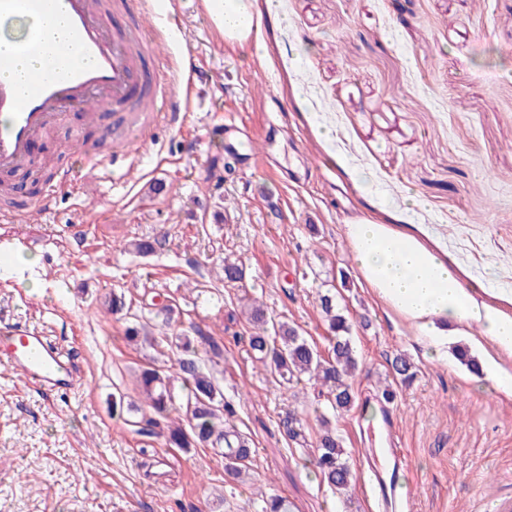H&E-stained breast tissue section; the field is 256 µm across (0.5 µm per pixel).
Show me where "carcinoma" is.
Returning a JSON list of instances; mask_svg holds the SVG:
<instances>
[{
	"instance_id": "cac0c4a2",
	"label": "carcinoma",
	"mask_w": 512,
	"mask_h": 512,
	"mask_svg": "<svg viewBox=\"0 0 512 512\" xmlns=\"http://www.w3.org/2000/svg\"><path fill=\"white\" fill-rule=\"evenodd\" d=\"M223 274L224 285L235 288L245 280V267L240 259L226 257ZM319 301L330 333L324 352L287 322L267 317L263 304L255 298L244 307V314L254 328L248 337L250 350L269 375L289 382L305 377L317 387L322 411L318 417L320 430L313 441L314 467L321 481L344 494L352 487L353 472L335 422L336 415L353 404L350 379L358 369L359 360L344 309L328 293L319 295ZM172 313L170 306L156 305V309L149 311V318L127 328V339L164 347L176 356V378L180 379L183 395H175L173 378L161 367L154 366L141 370L137 377L144 404L153 415L142 413L141 407L126 400L123 394L112 399V411L125 418L135 434L147 438L155 435L159 419L177 413L178 418L168 428V443L185 449L208 445L221 447L225 468L238 476L248 469L250 442L232 424L237 410L224 397L210 368V364L223 360V345L206 337L208 350L206 356H200L188 332L171 326ZM391 367L400 383L406 385L413 380L414 365L407 357L395 356ZM283 428L289 441L296 444L306 441L303 420L297 414L288 412ZM258 512H292V505L274 494L261 500Z\"/></svg>"
}]
</instances>
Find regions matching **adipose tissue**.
<instances>
[{"mask_svg":"<svg viewBox=\"0 0 512 512\" xmlns=\"http://www.w3.org/2000/svg\"><path fill=\"white\" fill-rule=\"evenodd\" d=\"M207 9L225 40L242 42L251 34L249 0H207ZM34 33L51 39L63 31L60 23L43 17L0 20V51L16 49ZM345 235L367 287L416 328L421 344L444 359L449 325L464 333L481 326L483 333L474 342L486 353L496 386L512 392V370L499 361L503 355L512 358V316L482 300L479 288L463 287L455 272L416 239L365 219L346 224Z\"/></svg>","mask_w":512,"mask_h":512,"instance_id":"ef3b65f1","label":"adipose tissue"}]
</instances>
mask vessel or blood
<instances>
[{"mask_svg":"<svg viewBox=\"0 0 512 512\" xmlns=\"http://www.w3.org/2000/svg\"><path fill=\"white\" fill-rule=\"evenodd\" d=\"M155 7L153 0H141L129 27L111 29L97 0H0V17L44 15L62 18L71 32L84 62L58 68L52 75H35L27 93H20L11 77L20 55L39 56L45 51L41 38L31 37L19 51L0 52V172L27 169L33 158V145L46 132L62 122L67 111L80 110L85 124L98 126V105L109 104L118 112L130 111L141 102L144 113L153 115L172 129L181 128L183 115L173 94L176 86L194 93L201 78L195 65L178 64L175 77H151L143 61L145 44L141 19ZM224 149L247 168L255 155L247 151L252 142L247 130L228 125ZM0 363L10 367L27 384L43 391L68 392L77 384L75 362L44 332L28 327L0 325ZM379 423L368 424L363 433L369 441L399 433L396 413L380 410ZM388 463L371 456L368 465L372 485L380 490V505L395 506L400 484L405 481L406 458L402 449L387 448Z\"/></svg>","mask_w":512,"mask_h":512,"instance_id":"obj_1","label":"vessel or blood"}]
</instances>
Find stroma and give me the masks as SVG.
Wrapping results in <instances>:
<instances>
[{"label":"stroma","mask_w":512,"mask_h":512,"mask_svg":"<svg viewBox=\"0 0 512 512\" xmlns=\"http://www.w3.org/2000/svg\"><path fill=\"white\" fill-rule=\"evenodd\" d=\"M178 2L179 49L211 76L185 126L160 128L133 159L124 144L102 145L92 166L70 141L74 110L56 131L66 177L13 176L26 184L16 207L55 194L47 213L0 223L23 271L0 274V323L46 331L84 379L43 392L0 365V512H257L272 493L294 512H375L359 406L336 419L355 476L340 495L279 426L295 410L315 435L312 384L266 374L237 314L249 293L322 347L325 291L348 309L355 397L379 396L394 355L415 366L414 383L394 387L410 512H497L512 496V397L418 343L362 281L344 226L364 218L418 239L512 315V0H280L275 12L250 0L259 26L245 45L225 43L201 0ZM227 117L258 138L274 132V169L229 163ZM156 237L160 252L131 253ZM228 253L247 268L245 289L221 280ZM115 291L145 311L164 294L178 328L223 339L214 374L252 441L249 476L229 474L221 449L172 448L113 416V395L139 400V367L175 364L127 342L126 315L103 307Z\"/></svg>","instance_id":"stroma-1"}]
</instances>
